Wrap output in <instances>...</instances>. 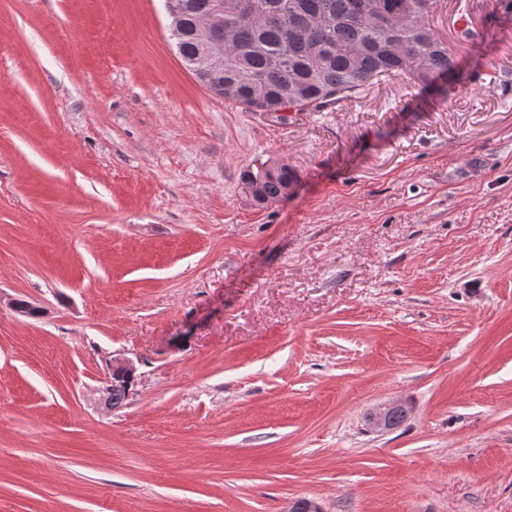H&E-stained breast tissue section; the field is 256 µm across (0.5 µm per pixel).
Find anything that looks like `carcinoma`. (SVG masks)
Instances as JSON below:
<instances>
[{
	"label": "carcinoma",
	"mask_w": 512,
	"mask_h": 512,
	"mask_svg": "<svg viewBox=\"0 0 512 512\" xmlns=\"http://www.w3.org/2000/svg\"><path fill=\"white\" fill-rule=\"evenodd\" d=\"M174 45L188 62L200 51L195 19L212 0H176ZM437 0H232L225 18L224 68L200 81L252 112L322 111L392 77L425 90L455 77L448 43L430 23ZM298 174L284 163L242 177L262 199H281Z\"/></svg>",
	"instance_id": "1"
}]
</instances>
